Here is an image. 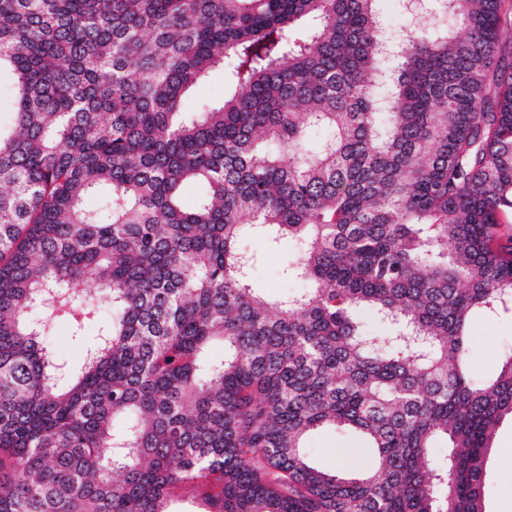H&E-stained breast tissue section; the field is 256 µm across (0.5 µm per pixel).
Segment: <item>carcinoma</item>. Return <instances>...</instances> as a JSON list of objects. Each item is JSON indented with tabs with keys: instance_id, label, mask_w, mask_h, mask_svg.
Wrapping results in <instances>:
<instances>
[{
	"instance_id": "1",
	"label": "carcinoma",
	"mask_w": 512,
	"mask_h": 512,
	"mask_svg": "<svg viewBox=\"0 0 512 512\" xmlns=\"http://www.w3.org/2000/svg\"><path fill=\"white\" fill-rule=\"evenodd\" d=\"M425 10L401 37L379 0H0V512H174L185 487L204 512H485L512 348L474 377L468 325L512 310V0ZM215 68L224 101L186 109ZM248 238L294 241L311 287L261 295ZM59 318L98 325L77 371ZM322 427L366 465H312ZM16 108V94L12 77L7 73L0 78V123L8 126ZM93 337L94 332L91 328L84 342L75 341L71 336L69 323L65 319H58L53 325L52 335L48 336V347L69 366L79 368L84 362L87 346Z\"/></svg>"
}]
</instances>
